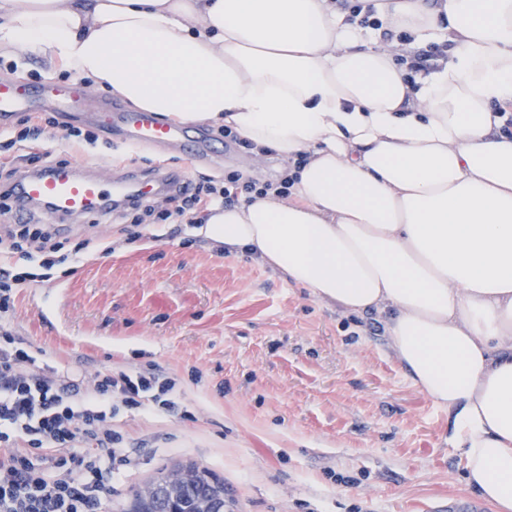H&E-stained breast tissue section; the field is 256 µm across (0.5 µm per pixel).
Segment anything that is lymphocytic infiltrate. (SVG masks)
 I'll use <instances>...</instances> for the list:
<instances>
[{"label":"lymphocytic infiltrate","instance_id":"f902f5d3","mask_svg":"<svg viewBox=\"0 0 512 512\" xmlns=\"http://www.w3.org/2000/svg\"><path fill=\"white\" fill-rule=\"evenodd\" d=\"M56 118L32 112L20 127L0 130V148H37L43 163L55 160L45 136ZM294 180L278 174L264 183L236 172L209 176L168 197L173 215L201 214L252 194L290 196ZM10 252L55 265L64 248L50 229L33 222L6 228ZM27 273L0 269V512H108L112 495L135 460L118 429L121 414L170 412L178 404L175 378L148 363L138 370L61 371L40 362L32 344L12 325L15 294Z\"/></svg>","mask_w":512,"mask_h":512}]
</instances>
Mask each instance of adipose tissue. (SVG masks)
<instances>
[{
	"label": "adipose tissue",
	"instance_id": "ef3b65f1",
	"mask_svg": "<svg viewBox=\"0 0 512 512\" xmlns=\"http://www.w3.org/2000/svg\"><path fill=\"white\" fill-rule=\"evenodd\" d=\"M0 0V50L183 123L225 125L294 177L203 234L346 313L380 316L453 420L468 486L512 512V0ZM448 43L408 83L384 31ZM336 2H340V5L343 7L344 10L351 9V12L353 14L352 18L359 17L361 18L359 20V24L361 26L367 27V26H373L375 28H379L382 26L380 21L373 17L374 16V9L371 7V4L364 5L362 2H366L363 0H339ZM350 2H356L350 7ZM344 10H340L342 13L348 14Z\"/></svg>",
	"mask_w": 512,
	"mask_h": 512
}]
</instances>
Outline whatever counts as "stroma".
Segmentation results:
<instances>
[{
    "mask_svg": "<svg viewBox=\"0 0 512 512\" xmlns=\"http://www.w3.org/2000/svg\"><path fill=\"white\" fill-rule=\"evenodd\" d=\"M0 76L74 80L62 65L2 54ZM55 133L61 158L106 179L161 158L195 181L252 168L235 146L198 160L116 140L80 148ZM41 221L93 244L18 289L16 330L64 371L153 361L181 380L178 411L122 415L136 464L112 512H134L136 491L178 465L216 474L238 512H440L471 496L447 411L411 384L376 318L317 301L176 217L131 243L115 218ZM99 238L113 251L102 253Z\"/></svg>",
    "mask_w": 512,
    "mask_h": 512,
    "instance_id": "stroma-1",
    "label": "stroma"
}]
</instances>
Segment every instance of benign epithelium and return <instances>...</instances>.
Segmentation results:
<instances>
[{"mask_svg":"<svg viewBox=\"0 0 512 512\" xmlns=\"http://www.w3.org/2000/svg\"><path fill=\"white\" fill-rule=\"evenodd\" d=\"M141 512H235V504L218 491L207 471L186 467L168 470L138 492Z\"/></svg>","mask_w":512,"mask_h":512,"instance_id":"benign-epithelium-1","label":"benign epithelium"}]
</instances>
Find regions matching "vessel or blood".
Wrapping results in <instances>:
<instances>
[{"instance_id":"obj_1","label":"vessel or blood","mask_w":512,"mask_h":512,"mask_svg":"<svg viewBox=\"0 0 512 512\" xmlns=\"http://www.w3.org/2000/svg\"><path fill=\"white\" fill-rule=\"evenodd\" d=\"M81 95L82 89L75 83L58 85L45 81L31 85L0 79V128L15 113L37 111L49 99L53 100L57 112L68 113ZM92 122L100 131L131 144L176 149L194 157L217 151L203 130L166 120L152 112L127 111L115 98L102 102ZM181 183V178L164 166L147 175H122L107 180L81 164L49 163L22 171L7 186L6 193L18 218L40 211L55 218L76 219L90 214L111 215L112 211L137 200L168 193Z\"/></svg>"}]
</instances>
